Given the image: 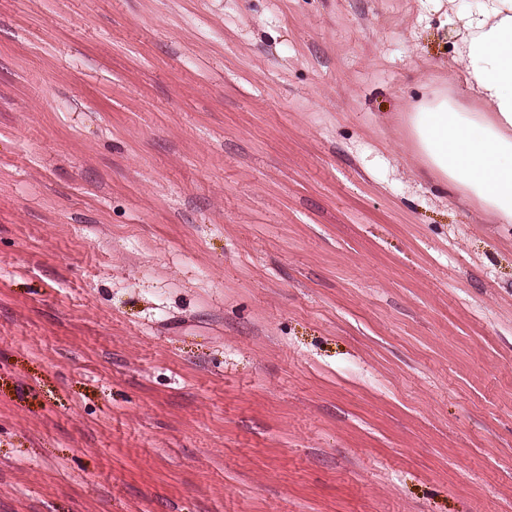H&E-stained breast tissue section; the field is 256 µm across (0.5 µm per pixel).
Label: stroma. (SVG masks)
Segmentation results:
<instances>
[{"instance_id":"1","label":"stroma","mask_w":512,"mask_h":512,"mask_svg":"<svg viewBox=\"0 0 512 512\" xmlns=\"http://www.w3.org/2000/svg\"><path fill=\"white\" fill-rule=\"evenodd\" d=\"M479 0H0V512H512V224L404 112Z\"/></svg>"}]
</instances>
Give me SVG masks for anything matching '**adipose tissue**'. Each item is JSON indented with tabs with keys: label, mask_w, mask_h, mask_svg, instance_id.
Returning a JSON list of instances; mask_svg holds the SVG:
<instances>
[{
	"label": "adipose tissue",
	"mask_w": 512,
	"mask_h": 512,
	"mask_svg": "<svg viewBox=\"0 0 512 512\" xmlns=\"http://www.w3.org/2000/svg\"><path fill=\"white\" fill-rule=\"evenodd\" d=\"M452 59L480 106L434 92L407 114L419 174L512 224V0H481Z\"/></svg>",
	"instance_id": "adipose-tissue-1"
}]
</instances>
